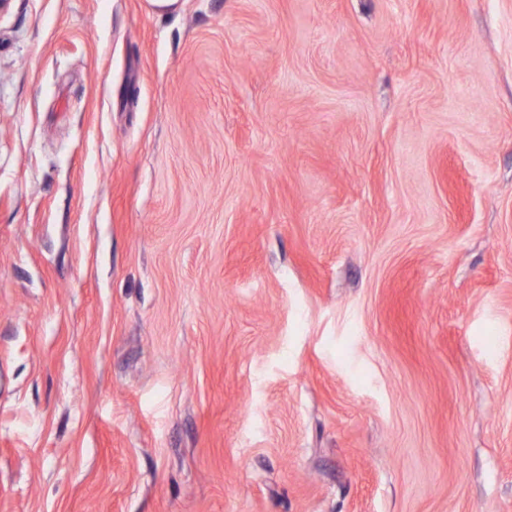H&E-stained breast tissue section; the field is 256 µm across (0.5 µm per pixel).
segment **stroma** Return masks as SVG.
I'll use <instances>...</instances> for the list:
<instances>
[{
    "instance_id": "35a3bbf8",
    "label": "stroma",
    "mask_w": 512,
    "mask_h": 512,
    "mask_svg": "<svg viewBox=\"0 0 512 512\" xmlns=\"http://www.w3.org/2000/svg\"><path fill=\"white\" fill-rule=\"evenodd\" d=\"M0 512H512V0H11Z\"/></svg>"
}]
</instances>
